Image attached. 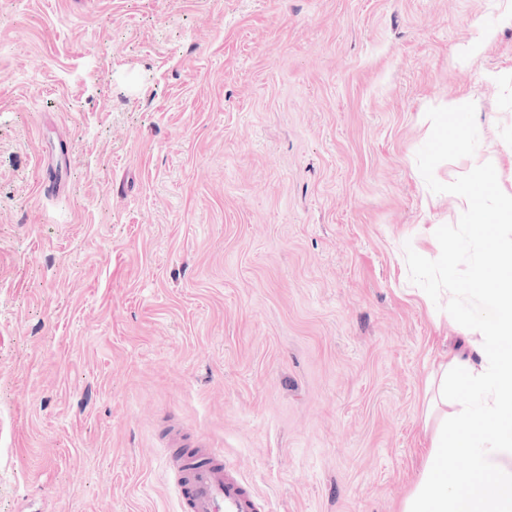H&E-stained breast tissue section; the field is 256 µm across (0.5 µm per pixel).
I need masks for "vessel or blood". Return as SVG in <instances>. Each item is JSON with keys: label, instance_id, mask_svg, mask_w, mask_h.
<instances>
[{"label": "vessel or blood", "instance_id": "b4317fda", "mask_svg": "<svg viewBox=\"0 0 512 512\" xmlns=\"http://www.w3.org/2000/svg\"><path fill=\"white\" fill-rule=\"evenodd\" d=\"M64 184L55 153H47L40 192L57 194ZM193 451L190 457L175 451L166 455L175 473L180 512H258L254 491L225 464L221 449L197 443Z\"/></svg>", "mask_w": 512, "mask_h": 512}]
</instances>
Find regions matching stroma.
Returning <instances> with one entry per match:
<instances>
[{"instance_id":"obj_1","label":"stroma","mask_w":512,"mask_h":512,"mask_svg":"<svg viewBox=\"0 0 512 512\" xmlns=\"http://www.w3.org/2000/svg\"><path fill=\"white\" fill-rule=\"evenodd\" d=\"M508 13L0 0V512H178L175 429L266 512H398L482 302L447 174L492 144L512 193ZM43 174L39 183V190L44 195L58 194L64 188L62 167L53 149H50L43 161Z\"/></svg>"}]
</instances>
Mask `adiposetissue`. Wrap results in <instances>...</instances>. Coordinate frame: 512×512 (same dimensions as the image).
<instances>
[{"label":"adipose tissue","mask_w":512,"mask_h":512,"mask_svg":"<svg viewBox=\"0 0 512 512\" xmlns=\"http://www.w3.org/2000/svg\"><path fill=\"white\" fill-rule=\"evenodd\" d=\"M491 179L487 159L448 175L460 209L496 221L498 231L484 236L486 261L474 272L487 304L469 321L459 352L426 376L427 446L399 512H512V193L490 196ZM491 471L498 477L490 482Z\"/></svg>","instance_id":"adipose-tissue-1"}]
</instances>
